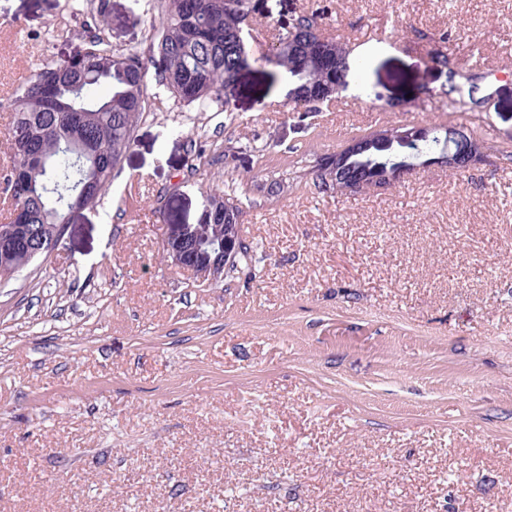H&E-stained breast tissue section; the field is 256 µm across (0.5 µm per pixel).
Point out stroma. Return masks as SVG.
<instances>
[{
  "label": "stroma",
  "mask_w": 512,
  "mask_h": 512,
  "mask_svg": "<svg viewBox=\"0 0 512 512\" xmlns=\"http://www.w3.org/2000/svg\"><path fill=\"white\" fill-rule=\"evenodd\" d=\"M255 2L228 110L148 78L101 202L0 281V512H512V0ZM108 4L112 46L147 43L159 13ZM90 8L0 0V162L8 98L79 49ZM322 8L349 87L294 112L267 60L276 19ZM452 71L477 111L450 107ZM439 124L480 127L470 170L315 190L316 158ZM194 141L207 162L190 173ZM236 141L250 151L224 159ZM215 193L242 209L252 280L164 256L167 225L199 223Z\"/></svg>",
  "instance_id": "obj_1"
}]
</instances>
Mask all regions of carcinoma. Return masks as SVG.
Instances as JSON below:
<instances>
[{"label": "carcinoma", "instance_id": "carcinoma-1", "mask_svg": "<svg viewBox=\"0 0 512 512\" xmlns=\"http://www.w3.org/2000/svg\"><path fill=\"white\" fill-rule=\"evenodd\" d=\"M181 0H154L160 10L150 43L143 49L114 50L105 36L107 0L83 21V46L40 67L13 92L9 153L3 176L10 221L0 224V259L10 267L30 261L14 248L26 236L32 247L43 246L51 230L67 223L69 206L92 208L112 186L134 130L149 107L146 75L154 70L158 85L184 104L200 109L224 105L246 58L240 31L251 24L253 0H195L189 11ZM321 16L300 12L277 23L282 42L301 44L318 39ZM449 92L455 104L472 111L479 106L477 86L461 75ZM460 150L471 137L452 125L426 129L421 152L406 154L409 165L438 154L448 144ZM230 199L211 195L209 230L201 241L223 235L224 207Z\"/></svg>", "mask_w": 512, "mask_h": 512}]
</instances>
